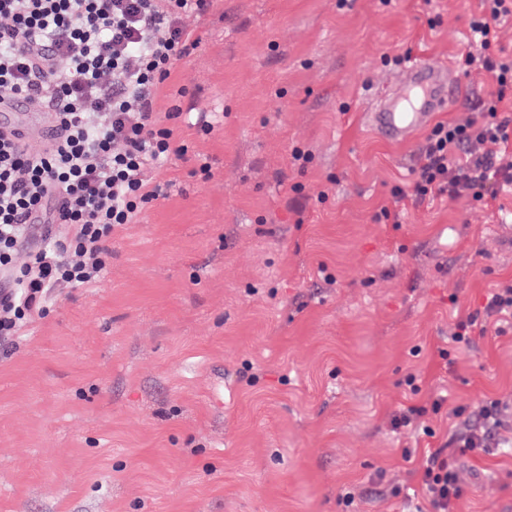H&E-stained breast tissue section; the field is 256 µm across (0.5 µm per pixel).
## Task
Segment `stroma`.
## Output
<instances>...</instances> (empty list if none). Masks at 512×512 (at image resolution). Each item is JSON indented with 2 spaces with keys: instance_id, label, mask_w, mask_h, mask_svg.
Instances as JSON below:
<instances>
[{
  "instance_id": "1",
  "label": "stroma",
  "mask_w": 512,
  "mask_h": 512,
  "mask_svg": "<svg viewBox=\"0 0 512 512\" xmlns=\"http://www.w3.org/2000/svg\"><path fill=\"white\" fill-rule=\"evenodd\" d=\"M481 0H216L156 94L187 88L203 133L172 121L209 174L174 160L165 194L112 233L103 282L63 289L0 342V512H429L412 471L501 403L512 440V326L450 339L512 285V192L395 202L424 141L364 112L409 62L457 65ZM472 117L488 75L460 74ZM310 153L294 166L293 150ZM301 192H294V185ZM398 206L399 223L378 221ZM446 401L439 413L429 406ZM427 407L432 435L393 428ZM458 512H512V447L463 460Z\"/></svg>"
}]
</instances>
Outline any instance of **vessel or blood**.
Returning a JSON list of instances; mask_svg holds the SVG:
<instances>
[{
  "instance_id": "vessel-or-blood-1",
  "label": "vessel or blood",
  "mask_w": 512,
  "mask_h": 512,
  "mask_svg": "<svg viewBox=\"0 0 512 512\" xmlns=\"http://www.w3.org/2000/svg\"><path fill=\"white\" fill-rule=\"evenodd\" d=\"M458 93L453 72L447 65L422 62L410 68L401 81L398 95L378 101L366 116L368 126L378 134L396 142L410 140L427 126L437 112L443 111ZM7 118L0 129L25 136V124L16 120L19 112H33L36 124L44 133L55 129L51 113L34 109L25 98L15 97L0 104Z\"/></svg>"
}]
</instances>
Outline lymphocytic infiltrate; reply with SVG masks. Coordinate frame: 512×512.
Returning <instances> with one entry per match:
<instances>
[{
    "label": "lymphocytic infiltrate",
    "mask_w": 512,
    "mask_h": 512,
    "mask_svg": "<svg viewBox=\"0 0 512 512\" xmlns=\"http://www.w3.org/2000/svg\"><path fill=\"white\" fill-rule=\"evenodd\" d=\"M214 0H0V99L22 96L48 106L60 130L40 151L0 130V337L44 317L59 290L101 282L116 226L137 223L162 188L150 174L185 146L173 143L155 109L156 90L176 62L197 49L184 16ZM512 0H482L469 29L476 51L462 71H483L493 89L476 117L435 124L420 149L412 193L477 202L512 188V54L499 27ZM66 225L60 235L56 225ZM512 320V286L488 294L483 316L459 320L454 343L469 346ZM479 421L430 451L417 469L431 512H456L462 457L494 444L500 403L487 400Z\"/></svg>",
    "instance_id": "1"
}]
</instances>
